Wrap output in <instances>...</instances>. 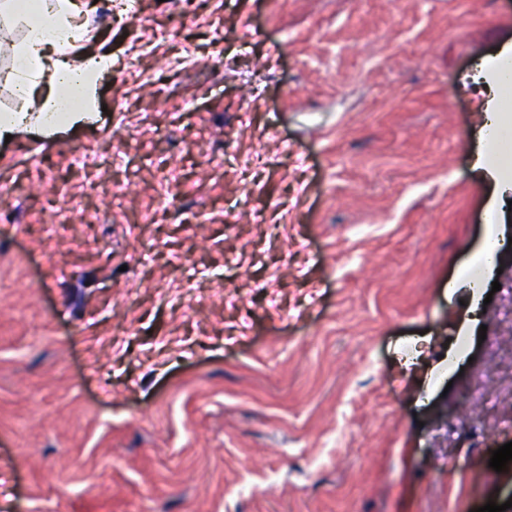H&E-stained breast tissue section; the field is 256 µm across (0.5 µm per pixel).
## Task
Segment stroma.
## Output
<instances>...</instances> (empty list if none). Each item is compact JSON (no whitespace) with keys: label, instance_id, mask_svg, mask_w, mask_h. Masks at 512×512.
<instances>
[{"label":"stroma","instance_id":"obj_1","mask_svg":"<svg viewBox=\"0 0 512 512\" xmlns=\"http://www.w3.org/2000/svg\"><path fill=\"white\" fill-rule=\"evenodd\" d=\"M128 3L90 15L93 111L0 140V512L511 499L512 433L466 397L488 341L512 358L501 294L463 373L431 369L484 242L475 70L512 0ZM92 173L131 194L46 237Z\"/></svg>","mask_w":512,"mask_h":512}]
</instances>
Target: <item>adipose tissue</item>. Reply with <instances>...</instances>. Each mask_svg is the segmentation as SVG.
<instances>
[{
  "label": "adipose tissue",
  "mask_w": 512,
  "mask_h": 512,
  "mask_svg": "<svg viewBox=\"0 0 512 512\" xmlns=\"http://www.w3.org/2000/svg\"><path fill=\"white\" fill-rule=\"evenodd\" d=\"M84 13L81 0H0V22L25 26L24 38L12 52L17 66L13 88L20 107L0 115V137L14 133L29 119L66 124L89 112L96 80L111 70L112 58L85 50L89 31ZM480 136L487 146L477 153L473 168L479 175L496 178L497 194H505L511 186L498 174L512 164V156L504 150L491 153L490 146L512 139V120L496 109L487 112ZM502 237L501 225L486 224L482 247L469 266L449 281V291L467 288L475 293L483 287L495 270Z\"/></svg>",
  "instance_id": "ef3b65f1"
}]
</instances>
